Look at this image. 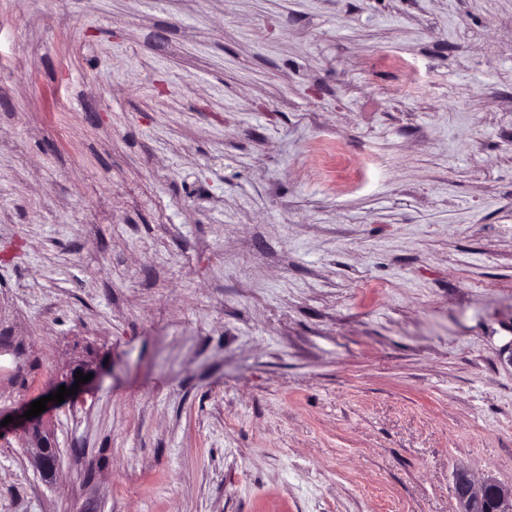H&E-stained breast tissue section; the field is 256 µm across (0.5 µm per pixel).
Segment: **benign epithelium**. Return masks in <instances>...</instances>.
I'll return each instance as SVG.
<instances>
[{"label": "benign epithelium", "mask_w": 512, "mask_h": 512, "mask_svg": "<svg viewBox=\"0 0 512 512\" xmlns=\"http://www.w3.org/2000/svg\"><path fill=\"white\" fill-rule=\"evenodd\" d=\"M97 370L96 360L90 357L76 360L54 379L50 393H56L61 385L72 388L76 384L77 371L94 375ZM29 407L30 403H23L18 413V420L26 434L27 452L38 472L52 474L59 467V449L46 427L44 414L30 419L24 417ZM453 490L457 501L456 512H512V485L505 486L492 476L478 480L467 469L458 468L453 475Z\"/></svg>", "instance_id": "7a95c632"}]
</instances>
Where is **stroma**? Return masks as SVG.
<instances>
[{
  "mask_svg": "<svg viewBox=\"0 0 512 512\" xmlns=\"http://www.w3.org/2000/svg\"><path fill=\"white\" fill-rule=\"evenodd\" d=\"M1 343L0 512L512 484V0H0ZM97 370H98V367L96 364V360H94L92 357L91 358L86 357V358H81L79 360H76V361H74V363L70 364L66 368V370L60 374V376L57 375V377L54 379L52 385L50 386V391H48L46 394H56L57 390L59 389V386H61V385H66L67 389L72 388V386L76 382L75 372H77V371H82V373L85 376L88 374H92V378H93L96 375ZM88 382H86V383L80 382L77 392H79L82 388H84L86 386V384H88ZM25 402L19 409L18 420L26 434V449L33 467L42 474H53L60 463L59 449L44 421L45 411L30 419L24 417L30 407Z\"/></svg>",
  "mask_w": 512,
  "mask_h": 512,
  "instance_id": "obj_1",
  "label": "stroma"
}]
</instances>
